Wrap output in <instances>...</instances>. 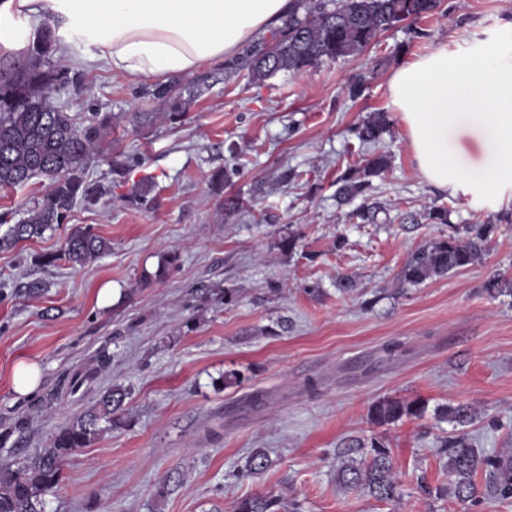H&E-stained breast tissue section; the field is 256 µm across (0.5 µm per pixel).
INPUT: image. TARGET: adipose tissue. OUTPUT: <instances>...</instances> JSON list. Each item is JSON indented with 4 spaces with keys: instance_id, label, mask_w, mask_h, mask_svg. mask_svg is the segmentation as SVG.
I'll return each mask as SVG.
<instances>
[{
    "instance_id": "ef3b65f1",
    "label": "adipose tissue",
    "mask_w": 512,
    "mask_h": 512,
    "mask_svg": "<svg viewBox=\"0 0 512 512\" xmlns=\"http://www.w3.org/2000/svg\"><path fill=\"white\" fill-rule=\"evenodd\" d=\"M294 0H0V52L23 50L40 20L86 60L137 82L188 74L238 53L279 24ZM392 105L418 169L431 184L472 202L512 196V22L460 51L440 45L391 76ZM462 134L477 162L454 146Z\"/></svg>"
}]
</instances>
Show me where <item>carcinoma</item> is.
<instances>
[{
	"label": "carcinoma",
	"instance_id": "obj_1",
	"mask_svg": "<svg viewBox=\"0 0 512 512\" xmlns=\"http://www.w3.org/2000/svg\"><path fill=\"white\" fill-rule=\"evenodd\" d=\"M442 4L443 0H296L269 36L249 44L224 64V70L229 74L245 71L255 83L281 71L298 74L322 61L358 54L382 32L401 25L410 28L439 11ZM56 51L54 32L46 23L23 61L0 59V190L22 187L34 178L48 181L43 200L0 236V250L42 236L52 225L62 223L76 203L95 204L110 192L109 187L89 181L87 171L90 163L101 157L100 144L114 116L94 112L78 119L54 104L64 85L78 83L65 65L53 62ZM208 79L202 74L186 85L156 87L152 96L159 102L157 111L136 112L133 121L141 127L182 121ZM390 125L387 113L370 112L352 132L360 145H375ZM388 167V156L373 151L360 165L347 169L338 180L340 202L362 195L371 178ZM493 230L491 224L449 226L448 235L411 254L399 273L402 287H416L476 264L485 255ZM110 251L109 240L89 227H76L64 242L61 258L77 268ZM483 288L494 298L512 297V282L498 276L486 280ZM126 397L120 385L106 388L60 427L38 454L18 465L0 462V512H42L43 498L61 484L68 456L89 447L105 431L101 423L110 427L119 423ZM424 411L425 403L420 400L384 398L370 407L369 420L383 427ZM443 416L465 427L475 413L459 403L445 407ZM438 452L445 459L448 481L434 488L423 480L418 482L425 495H450L463 512L485 495L512 497L511 454L484 456L472 447L465 432L442 443ZM270 465L268 456L257 450L247 458L244 470L256 474ZM480 471L486 477L481 490L475 482ZM336 483L344 490L361 491L392 504L403 496L391 449L377 436L367 442L352 438L336 450ZM280 504L279 498L258 494L238 501L234 512H280Z\"/></svg>",
	"mask_w": 512,
	"mask_h": 512
}]
</instances>
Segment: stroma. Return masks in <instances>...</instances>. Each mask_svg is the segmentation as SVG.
<instances>
[{
    "label": "stroma",
    "instance_id": "1",
    "mask_svg": "<svg viewBox=\"0 0 512 512\" xmlns=\"http://www.w3.org/2000/svg\"><path fill=\"white\" fill-rule=\"evenodd\" d=\"M444 5L415 30L390 29L357 55L297 75L254 84L208 63L215 79L186 120L149 129L132 115L157 108L156 81L71 62L81 84L60 92L68 111L119 118L104 159L88 169L112 192L0 250V462L45 447L107 387L122 385L127 398L118 427L68 458L43 512H232L255 494L297 500L303 512H459L454 499L416 488L420 476L433 486L447 480L438 448L459 427L439 409L471 405L473 446L486 455L512 449V297L483 290L493 274L512 279V222L502 219L512 198L479 207L428 183L389 88L397 68L436 46L454 51L512 21V0ZM376 110L391 120L379 144L391 166L362 197L338 204L337 177L364 154L351 129ZM112 155L128 161L124 174L111 172ZM219 169L233 173L220 188L210 180ZM142 184L143 203L134 197ZM47 186L36 179L0 193V233ZM233 194L244 206L229 211ZM375 201L373 222L355 216ZM434 206L447 208V223L425 220ZM452 224L494 225L482 260L401 288L410 254ZM76 225L92 226L112 249L75 269L58 253ZM290 236L292 249L282 245ZM343 276L353 291L337 290ZM32 282L41 285L33 296ZM105 286L114 291L108 305L97 301ZM227 288L235 302H224ZM391 341L402 348L392 357L383 350ZM104 354L111 362L102 368ZM22 359L42 368L29 396L12 384ZM230 372L240 383L225 385ZM383 398L419 399L426 411L377 428L368 411ZM374 434L397 462L399 504L336 485L337 448ZM258 449L271 467L242 473Z\"/></svg>",
    "mask_w": 512,
    "mask_h": 512
}]
</instances>
